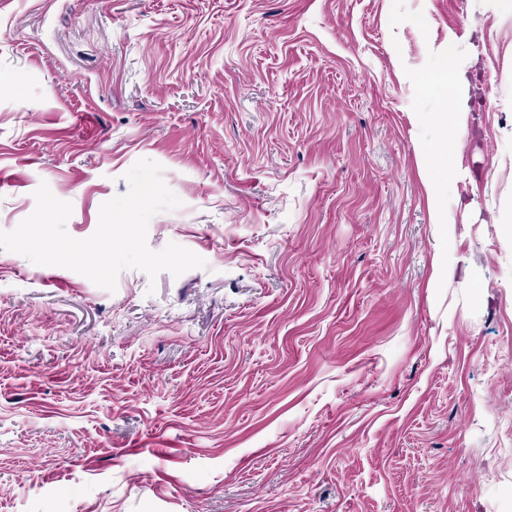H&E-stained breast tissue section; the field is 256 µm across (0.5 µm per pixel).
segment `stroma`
<instances>
[{
    "mask_svg": "<svg viewBox=\"0 0 512 512\" xmlns=\"http://www.w3.org/2000/svg\"><path fill=\"white\" fill-rule=\"evenodd\" d=\"M0 81V230L146 158L206 262L0 250V512H512V0H0Z\"/></svg>",
    "mask_w": 512,
    "mask_h": 512,
    "instance_id": "obj_1",
    "label": "stroma"
}]
</instances>
